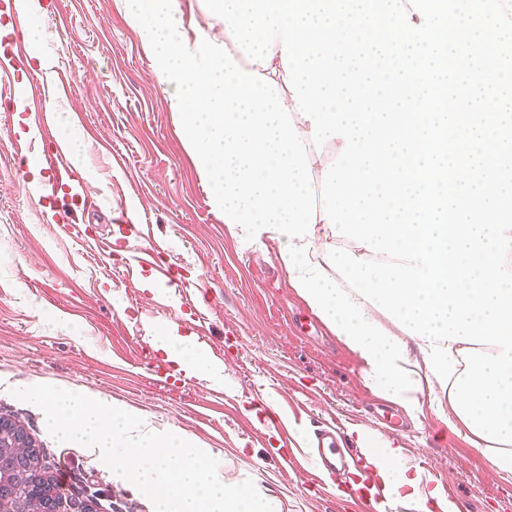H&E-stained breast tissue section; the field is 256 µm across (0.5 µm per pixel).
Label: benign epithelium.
I'll return each instance as SVG.
<instances>
[{
	"label": "benign epithelium",
	"mask_w": 512,
	"mask_h": 512,
	"mask_svg": "<svg viewBox=\"0 0 512 512\" xmlns=\"http://www.w3.org/2000/svg\"><path fill=\"white\" fill-rule=\"evenodd\" d=\"M38 452L24 428L9 419H0V512H96L89 497L62 498L41 488L34 492L31 506L19 507L20 489L10 477L27 478Z\"/></svg>",
	"instance_id": "obj_1"
}]
</instances>
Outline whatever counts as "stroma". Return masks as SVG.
<instances>
[{"instance_id": "1", "label": "stroma", "mask_w": 512, "mask_h": 512, "mask_svg": "<svg viewBox=\"0 0 512 512\" xmlns=\"http://www.w3.org/2000/svg\"><path fill=\"white\" fill-rule=\"evenodd\" d=\"M40 6L31 33L59 75L37 105L46 134L17 132L22 119L0 80V416L28 431L51 475L68 471L55 493L92 496L98 512L153 509L97 454L50 436L44 413L13 395L32 383L100 394L158 431L194 439L218 455L225 481L252 480L281 512H355L331 481L282 459L325 421L378 454L394 441L423 482L466 498L470 512H512V473L475 446L447 393L420 386L407 430L381 427L373 406L386 395L291 285L279 240L242 235L213 209L212 186L120 0ZM59 150L86 195L69 233L48 222L27 176L47 178L45 159ZM120 207L147 224L145 236H120L112 221ZM143 250L172 285L153 268L128 278ZM170 332L221 353L223 383L166 361L152 340ZM261 403L279 412L287 444L260 424Z\"/></svg>"}]
</instances>
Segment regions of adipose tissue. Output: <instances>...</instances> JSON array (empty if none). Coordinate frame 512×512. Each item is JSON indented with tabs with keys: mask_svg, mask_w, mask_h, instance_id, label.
<instances>
[{
	"mask_svg": "<svg viewBox=\"0 0 512 512\" xmlns=\"http://www.w3.org/2000/svg\"><path fill=\"white\" fill-rule=\"evenodd\" d=\"M121 3L143 36L225 224L250 236L276 235L292 286L364 360L367 380L393 401L413 404L418 380L432 387L436 377L411 358L407 342L391 333L377 310L327 266L324 247L313 244L314 226L323 216L324 163L309 134L311 124L301 118L285 85L280 57L265 68L250 64L231 38L189 39L175 0ZM155 348L214 382L224 378L223 364L208 359L195 337L159 336ZM400 458L399 449H388L381 467L401 490L404 506L420 512L421 476L400 465Z\"/></svg>",
	"mask_w": 512,
	"mask_h": 512,
	"instance_id": "1",
	"label": "adipose tissue"
}]
</instances>
